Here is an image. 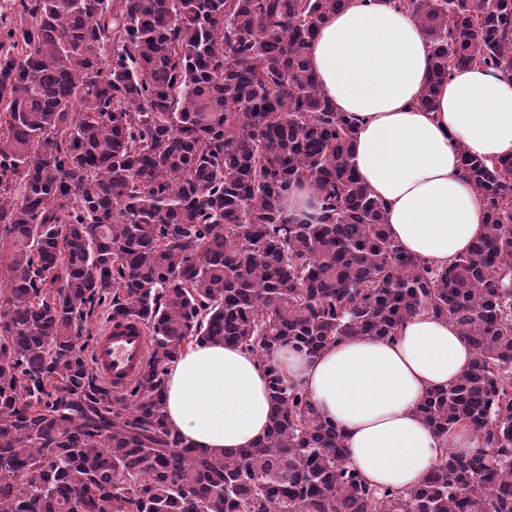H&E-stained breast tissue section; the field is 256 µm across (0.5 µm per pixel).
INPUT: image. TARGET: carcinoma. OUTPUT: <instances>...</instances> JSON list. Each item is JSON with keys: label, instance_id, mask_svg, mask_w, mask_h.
Returning <instances> with one entry per match:
<instances>
[{"label": "carcinoma", "instance_id": "cac0c4a2", "mask_svg": "<svg viewBox=\"0 0 512 512\" xmlns=\"http://www.w3.org/2000/svg\"><path fill=\"white\" fill-rule=\"evenodd\" d=\"M348 0H7L0 7V512H512V156L460 147L484 231L434 266L390 236L355 120L308 49ZM432 51L512 76V0H401ZM311 186L299 210L288 195ZM457 326L470 371L418 412L447 452L409 490L367 482L274 352ZM118 316L149 339L116 393L91 364ZM264 364L267 433L203 456L167 422L189 346Z\"/></svg>", "mask_w": 512, "mask_h": 512}]
</instances>
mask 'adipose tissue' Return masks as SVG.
<instances>
[{
	"instance_id": "ef3b65f1",
	"label": "adipose tissue",
	"mask_w": 512,
	"mask_h": 512,
	"mask_svg": "<svg viewBox=\"0 0 512 512\" xmlns=\"http://www.w3.org/2000/svg\"><path fill=\"white\" fill-rule=\"evenodd\" d=\"M308 55L322 95L357 122L353 162L386 203L392 237L436 265L465 253L483 230L485 210L463 179L459 150L490 159L512 153V78L458 69L437 87L435 109L419 108L430 44L421 24L392 0H349ZM278 358L318 414L341 431L361 475L407 490L443 455L417 413L420 400L465 375L473 353L454 325L421 315L393 341L366 336L313 359L286 348ZM269 411L263 367L240 347L194 345L168 368V422L200 453L252 446L267 431Z\"/></svg>"
}]
</instances>
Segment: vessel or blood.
<instances>
[{
	"label": "vessel or blood",
	"mask_w": 512,
	"mask_h": 512,
	"mask_svg": "<svg viewBox=\"0 0 512 512\" xmlns=\"http://www.w3.org/2000/svg\"><path fill=\"white\" fill-rule=\"evenodd\" d=\"M148 349L142 324L116 318L96 336L91 353L94 370L112 388L127 386L138 374Z\"/></svg>",
	"instance_id": "obj_1"
}]
</instances>
